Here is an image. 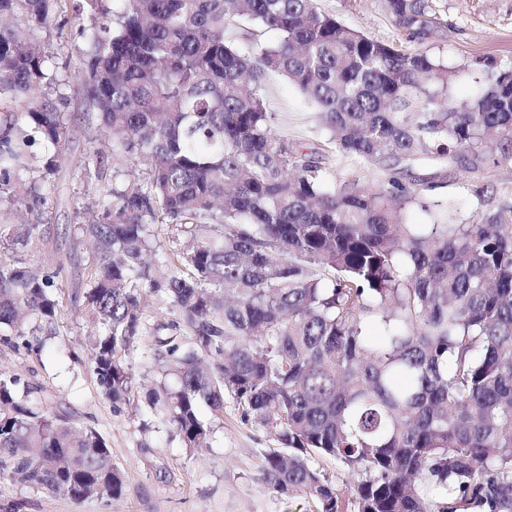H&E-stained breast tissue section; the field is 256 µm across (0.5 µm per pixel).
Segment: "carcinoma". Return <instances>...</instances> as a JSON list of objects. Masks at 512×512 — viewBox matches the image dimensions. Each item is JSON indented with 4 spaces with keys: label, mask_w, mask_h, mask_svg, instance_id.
<instances>
[{
    "label": "carcinoma",
    "mask_w": 512,
    "mask_h": 512,
    "mask_svg": "<svg viewBox=\"0 0 512 512\" xmlns=\"http://www.w3.org/2000/svg\"><path fill=\"white\" fill-rule=\"evenodd\" d=\"M67 1L95 121L80 171L95 186L86 347L113 407L150 335L141 357L161 381L147 410L202 448L200 406L220 415L231 396L278 438L262 479L312 512H512V204L475 223L405 221L430 207L407 180L417 165L512 160V68L486 63L483 90L457 101L455 71L426 48L441 27L429 0H386L409 49L317 0H0V211L27 215L0 224L12 254L47 235L69 138L57 67L33 45ZM271 73L335 151L389 180L327 186L321 159L274 129ZM161 224L191 242L161 249ZM55 277L0 258L1 341L43 350ZM150 294L172 319L151 320ZM19 383L0 371V478L76 502L120 496L106 440Z\"/></svg>",
    "instance_id": "cac0c4a2"
}]
</instances>
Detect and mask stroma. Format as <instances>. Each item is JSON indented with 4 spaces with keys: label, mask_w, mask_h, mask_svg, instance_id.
Here are the masks:
<instances>
[{
    "label": "stroma",
    "mask_w": 512,
    "mask_h": 512,
    "mask_svg": "<svg viewBox=\"0 0 512 512\" xmlns=\"http://www.w3.org/2000/svg\"><path fill=\"white\" fill-rule=\"evenodd\" d=\"M433 5L444 32L430 50L457 70L456 97L468 99L481 92L483 58L512 68V0H434ZM318 6L372 39L402 46L408 43L385 0H318ZM34 39L62 66L60 76L66 84V110L72 124L48 215L51 239L33 241L20 257L42 270L60 271L62 308L55 324L57 334L40 356L0 342V369L38 389L78 426L101 434L125 483L121 495L111 501L75 502L0 479V512H310L304 500L280 494L261 480L263 454L278 442L269 431L245 422L232 398H225L222 417H213L209 408H202L201 416L212 424L213 434L209 447L193 452L146 414V395L153 379L144 371L140 352L129 355L134 371L129 403L116 409L103 395L85 348L90 326L74 301L88 279L90 244L77 221L92 193L78 178L89 128L71 9L60 12L52 29L37 32ZM266 86L268 109L277 115V131L319 155L329 182L354 176L370 183L386 180L384 169L330 148L327 132L317 125L303 96L286 78L269 75ZM481 188L486 191L482 197L477 194ZM428 195L447 205L456 221H478L497 202H512V161L477 173L449 168L434 181Z\"/></svg>",
    "instance_id": "35a3bbf8"
}]
</instances>
